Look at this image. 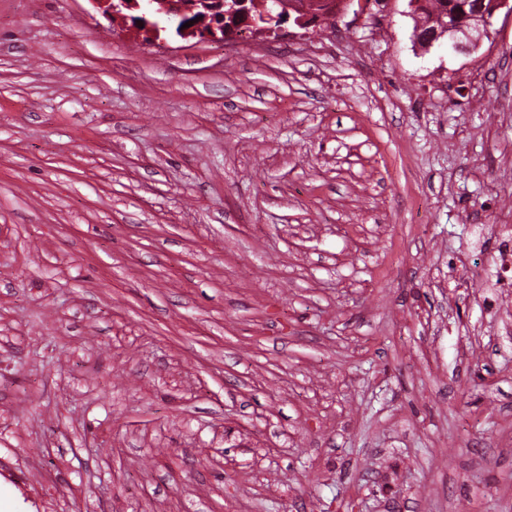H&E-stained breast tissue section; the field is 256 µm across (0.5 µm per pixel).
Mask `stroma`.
<instances>
[{
  "mask_svg": "<svg viewBox=\"0 0 512 512\" xmlns=\"http://www.w3.org/2000/svg\"><path fill=\"white\" fill-rule=\"evenodd\" d=\"M414 25L0 0V512H512V14ZM438 9L439 18L436 24L429 27H439L431 33L425 41V46L430 47L440 38L448 37V42L456 51H470L479 47L484 38H488L494 14L491 16L485 11L483 0H469V12L463 17L455 18L453 23H448L452 16L463 13L466 0H434ZM448 23V26L444 25ZM444 27V28H443ZM496 229L497 250L493 264L498 294H512V222L492 224Z\"/></svg>",
  "mask_w": 512,
  "mask_h": 512,
  "instance_id": "stroma-1",
  "label": "stroma"
}]
</instances>
